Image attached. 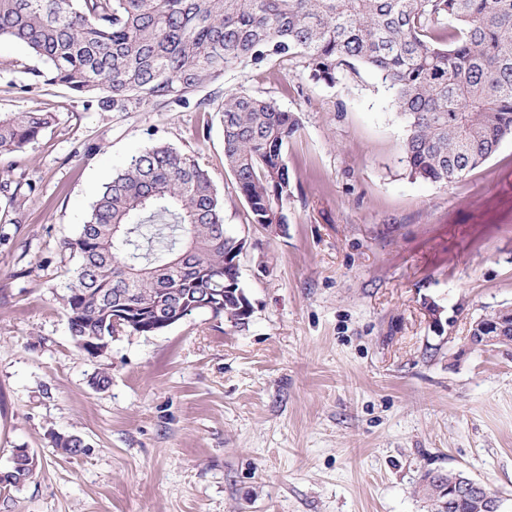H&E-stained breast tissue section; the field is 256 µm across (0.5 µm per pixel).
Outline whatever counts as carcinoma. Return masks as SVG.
Instances as JSON below:
<instances>
[{
    "instance_id": "carcinoma-1",
    "label": "carcinoma",
    "mask_w": 512,
    "mask_h": 512,
    "mask_svg": "<svg viewBox=\"0 0 512 512\" xmlns=\"http://www.w3.org/2000/svg\"><path fill=\"white\" fill-rule=\"evenodd\" d=\"M24 45L47 69L31 83L62 85L103 112L188 105L240 65L299 61L331 87L363 66L393 94L407 127L400 162L409 176L448 185L512 137V0H0V38ZM224 162L251 223L288 225L287 151L299 119L245 90L224 95ZM49 112L0 113V153L38 138ZM24 205L20 182L0 181ZM63 247L78 268L61 296L75 348L112 336L118 311L129 334L165 331L161 304L214 294L213 318L238 327L252 313L236 259L244 243L224 224V200L195 156L142 148L105 183L77 238ZM77 456L84 441L52 435ZM0 471V488L33 476L28 456ZM444 480L422 479L436 512H487V487L442 501Z\"/></svg>"
}]
</instances>
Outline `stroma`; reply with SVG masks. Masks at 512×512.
Here are the masks:
<instances>
[{
    "label": "stroma",
    "mask_w": 512,
    "mask_h": 512,
    "mask_svg": "<svg viewBox=\"0 0 512 512\" xmlns=\"http://www.w3.org/2000/svg\"><path fill=\"white\" fill-rule=\"evenodd\" d=\"M41 65L0 40V112L53 115L0 154V178L32 186L20 208L0 195V470L18 448L39 460L0 512H432L422 478L451 470L512 512V348L467 342L512 305V138L444 186L409 177L406 126L366 69L331 87L285 57L227 71L202 109L101 112L62 86L23 91ZM242 89L300 120L283 233L251 223L224 164L219 107ZM150 143L208 171L249 241L252 313L237 328L197 312L92 358L60 304L77 266L62 243ZM55 433L85 452L56 453Z\"/></svg>",
    "instance_id": "1"
}]
</instances>
